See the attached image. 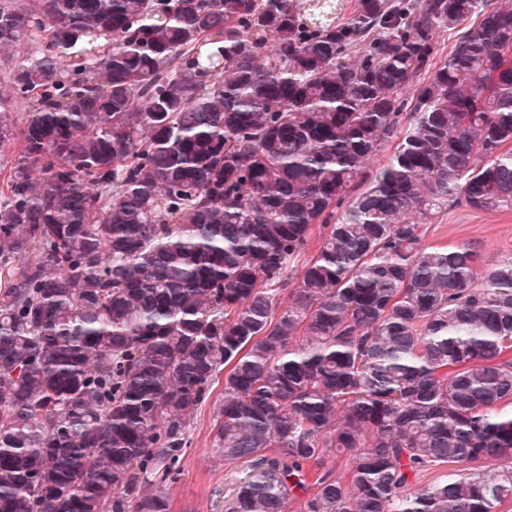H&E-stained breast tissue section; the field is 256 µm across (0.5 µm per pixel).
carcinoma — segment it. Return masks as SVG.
Returning a JSON list of instances; mask_svg holds the SVG:
<instances>
[{"mask_svg":"<svg viewBox=\"0 0 512 512\" xmlns=\"http://www.w3.org/2000/svg\"><path fill=\"white\" fill-rule=\"evenodd\" d=\"M505 43L512 0H0V512H170L221 372L231 512L512 501V259L422 244L512 208Z\"/></svg>","mask_w":512,"mask_h":512,"instance_id":"1","label":"carcinoma"}]
</instances>
